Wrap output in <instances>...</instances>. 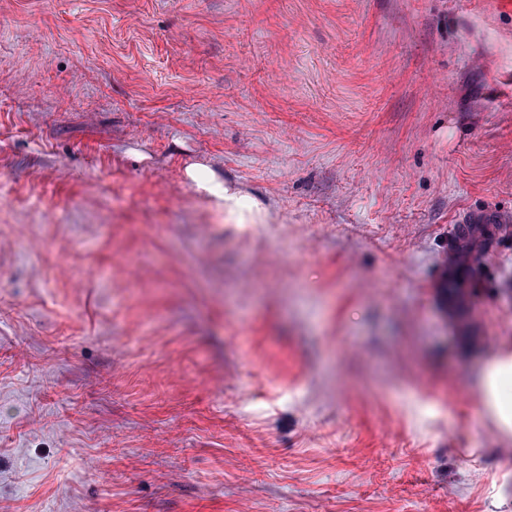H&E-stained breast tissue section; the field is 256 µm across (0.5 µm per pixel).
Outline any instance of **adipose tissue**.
Returning <instances> with one entry per match:
<instances>
[{"instance_id": "1", "label": "adipose tissue", "mask_w": 512, "mask_h": 512, "mask_svg": "<svg viewBox=\"0 0 512 512\" xmlns=\"http://www.w3.org/2000/svg\"><path fill=\"white\" fill-rule=\"evenodd\" d=\"M475 387L483 418L495 424L503 439H512V354L502 352L483 362Z\"/></svg>"}]
</instances>
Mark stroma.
Returning a JSON list of instances; mask_svg holds the SVG:
<instances>
[{
	"instance_id": "obj_1",
	"label": "stroma",
	"mask_w": 512,
	"mask_h": 512,
	"mask_svg": "<svg viewBox=\"0 0 512 512\" xmlns=\"http://www.w3.org/2000/svg\"><path fill=\"white\" fill-rule=\"evenodd\" d=\"M507 346L496 0H0V512H512ZM200 166L194 165L187 168L188 176L197 182L198 186L207 191L210 195L214 196L218 201H224L225 205L230 208L240 206V198L230 193L228 188L224 187V183L218 181L214 177L206 180L197 179V170ZM481 412L492 421L503 439H512V354L498 353L483 362L475 382Z\"/></svg>"
}]
</instances>
